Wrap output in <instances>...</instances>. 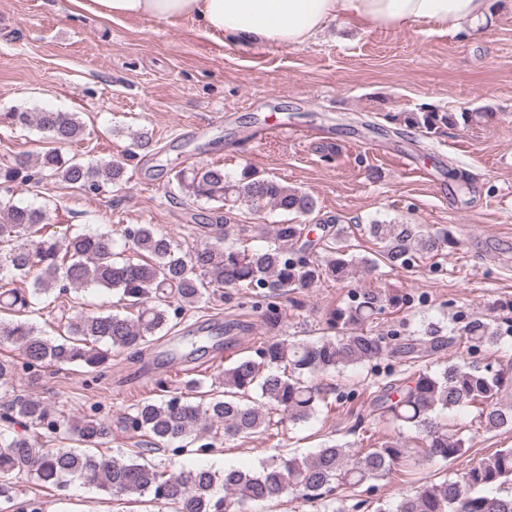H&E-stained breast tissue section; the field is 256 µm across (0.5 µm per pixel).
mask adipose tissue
<instances>
[{"instance_id": "adipose-tissue-1", "label": "adipose tissue", "mask_w": 512, "mask_h": 512, "mask_svg": "<svg viewBox=\"0 0 512 512\" xmlns=\"http://www.w3.org/2000/svg\"><path fill=\"white\" fill-rule=\"evenodd\" d=\"M99 17L191 18L208 32L245 45L297 46L334 18L387 30L437 24L455 32L484 22L492 0H91Z\"/></svg>"}]
</instances>
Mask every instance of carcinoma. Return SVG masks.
<instances>
[{"label": "carcinoma", "mask_w": 512, "mask_h": 512, "mask_svg": "<svg viewBox=\"0 0 512 512\" xmlns=\"http://www.w3.org/2000/svg\"><path fill=\"white\" fill-rule=\"evenodd\" d=\"M492 116L491 112H442L423 105L392 121L400 120L434 136L444 127L467 126L478 117ZM2 126L32 127L56 147L33 160L21 155L0 165V281L33 278L27 290L0 292V309L21 315L0 320V345L15 344L23 356L19 366L0 360V386L8 385L19 368L35 379L51 363L79 364L97 373L112 350L145 344L210 288H244L251 296L268 300L263 315L275 327L282 313L274 299L308 291L325 280L344 282L377 266L372 258L349 253L341 230L336 240L324 241L318 248L302 242L307 225L288 222L271 225L268 245L262 249L227 244L221 234L183 253L151 224L123 230L129 244L126 255L114 251L110 231L44 239L38 233L49 220L46 206L15 203V185L40 187L60 182L101 193L125 182L124 164L115 159L85 163L62 153L61 146L80 141L84 135V123L76 112L12 107L0 112ZM166 193L216 203L211 208L212 219L219 225L227 223L228 215L240 207L256 215L277 209L298 217L316 209V201L307 192L263 177L249 166L236 175L216 164L181 168L168 181ZM368 233L380 244L378 255L393 270L409 268L454 243L449 234L432 232L423 224L375 222L368 225ZM89 286L117 292L120 300L136 309V315L77 316L64 325L65 336L58 342L46 339L30 321V316L50 307L52 295ZM381 310L379 297L362 291L326 314V329L333 335L291 343L270 338L254 354L224 369L218 380L221 390L210 393L206 403L191 400L204 381L189 380L183 390L169 394L165 381L160 380L161 398L135 404L125 417L124 428L148 438L156 450L186 439L199 448H211L220 431L227 439L249 438L285 421L297 424L310 419L327 399V391L311 384L317 374L388 357L422 359L442 347L444 336L436 326L418 345L393 344L386 336L369 333L364 326ZM459 336L471 347L498 339L493 323L482 319L468 321ZM509 390V363L483 370L465 362L451 363L437 371L420 369L383 385L370 407L399 427L416 432L428 459L449 462L462 455L465 441L442 430L437 414L474 407L485 428L512 430V407L502 404L503 393ZM17 424L42 429L57 441H75L81 447L39 448L37 439L14 432ZM110 432L101 420L77 415L61 419L42 400L15 396L0 408V498L6 503L12 500L8 477L22 472L58 488L64 486V477L77 476L112 495L151 492L154 499L174 506V512H246L248 504L289 495L319 503V512H348L343 500L333 497L334 485L356 487L395 474L405 453L399 440L383 442L365 453L333 443L303 458L280 449L255 472L196 467L168 475L145 459L105 458L94 453L92 448L103 445ZM219 486L224 488L222 496L216 492ZM375 512H512V448L480 460L458 479L426 485L397 504L378 505Z\"/></svg>", "instance_id": "1"}]
</instances>
